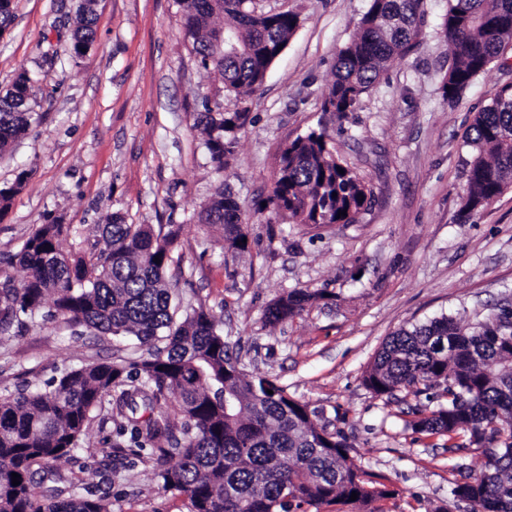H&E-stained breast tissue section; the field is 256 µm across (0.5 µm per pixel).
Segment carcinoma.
<instances>
[{"instance_id": "1", "label": "carcinoma", "mask_w": 512, "mask_h": 512, "mask_svg": "<svg viewBox=\"0 0 512 512\" xmlns=\"http://www.w3.org/2000/svg\"><path fill=\"white\" fill-rule=\"evenodd\" d=\"M183 31L205 69L218 71L224 88L247 95L258 88L280 46L298 26L289 11L259 13L252 0H179ZM425 0H370L358 35L339 52L323 111L351 112L378 82L387 62L417 48ZM95 14L80 5L72 34V59L94 43ZM451 53L443 92L458 97L512 44V0H448L441 24ZM231 35L234 52L220 50ZM34 97L16 86L0 95V151L38 122ZM244 112L205 109L196 119L214 169L234 155ZM467 189L461 213L469 216L512 184V84L501 87L471 125ZM344 173H339V170ZM373 197L369 181L345 164L325 130L284 145L273 173L268 204L292 224H354ZM347 210V215L338 212ZM218 224L227 248L244 252L248 225L237 200L219 187L198 214ZM62 224H40L16 254L26 278L19 288L0 284V328L52 303L48 317L116 339L133 337L151 347L133 371L103 362L65 368L43 388L0 394V512H110L105 497L43 466L79 447L93 411L112 391L136 377L115 405L136 412L142 394L148 417L127 418L116 451L153 463L161 488L188 496L192 512H311L323 504H366L390 495L376 475L354 463L341 433L323 427L307 405L291 401L269 378L248 376L224 340L216 317L194 308L174 320L164 273L173 261V231L161 236L150 224H128L109 215L90 255L63 251ZM159 262H154V259ZM320 292L294 289L271 304L265 318L281 322L299 313ZM374 395L400 391L418 396L444 387L446 402L415 405L408 426L417 433L467 437L481 466L454 482V499L472 512H512V321L498 315L474 325L443 315L402 327L383 343L363 376ZM177 462L170 466L168 459ZM20 484H12V474ZM67 482L63 490L37 491L36 474Z\"/></svg>"}]
</instances>
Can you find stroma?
Here are the masks:
<instances>
[{
  "instance_id": "1",
  "label": "stroma",
  "mask_w": 512,
  "mask_h": 512,
  "mask_svg": "<svg viewBox=\"0 0 512 512\" xmlns=\"http://www.w3.org/2000/svg\"><path fill=\"white\" fill-rule=\"evenodd\" d=\"M417 52L391 60L355 111L322 109L340 49L358 32L368 0H255L257 11H292L299 25L255 91L236 95L200 66L177 0H97L92 48L71 60L78 0H15L0 33V91L21 70L38 73L41 120L0 153V188L24 178L0 208V274L21 286L15 261L40 224H66L64 250L88 252L114 212L167 233L180 228L166 279L179 312L209 309L247 374L276 379L342 431L354 462L379 476L387 498L324 505L320 512H469L452 481L478 467L447 438L413 432L399 399L362 379L400 327L440 315L484 320L512 301V187L461 217L475 115L512 83V46L460 98L444 96L448 45L440 34L447 0H426ZM244 112L235 153L215 172L195 129L205 107ZM325 129L337 154L370 181L374 200L357 223L317 228L262 209L281 147ZM250 224L249 248H224L220 226L198 213L218 186ZM327 292L279 324L265 311L293 289ZM143 348L60 318L35 315L0 330V393L37 386L66 367L132 364ZM121 418L95 411L80 448L53 462L64 477L106 492L111 512H191L187 495L162 491L155 470L128 466L112 447Z\"/></svg>"
}]
</instances>
